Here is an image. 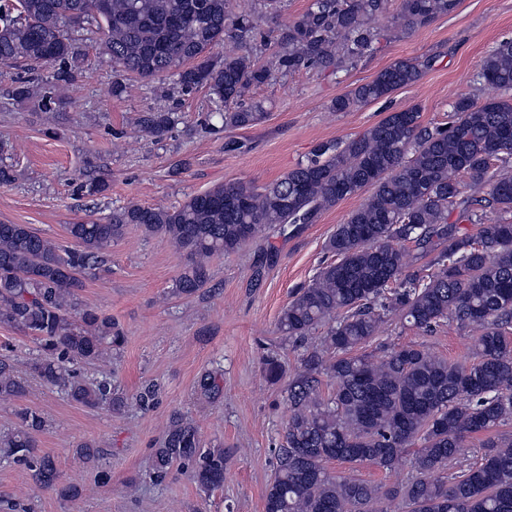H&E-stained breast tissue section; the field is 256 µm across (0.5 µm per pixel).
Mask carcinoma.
<instances>
[{"label": "carcinoma", "instance_id": "carcinoma-1", "mask_svg": "<svg viewBox=\"0 0 512 512\" xmlns=\"http://www.w3.org/2000/svg\"><path fill=\"white\" fill-rule=\"evenodd\" d=\"M16 0L0 4V66L57 64V77L72 78L67 63L78 51L66 25L94 23L100 53L113 71L142 79L174 78L184 92L208 90L224 111L226 128L243 129L266 119L248 98L259 86L302 69L339 71L374 51L376 20L388 0H311L308 8L265 36L270 54L253 56L254 24L232 14L228 0ZM459 0H401L396 36L407 35L452 13ZM230 38L234 50H213ZM432 59L398 60L373 80L331 103L352 112L415 84ZM478 77L503 96L477 104L460 98L444 126L421 122L419 107L391 112L362 135L318 144L306 162L277 181L255 187L226 182L188 196L172 207L130 202L91 222L67 226L76 248L63 250L27 224H0V324L26 331L37 342L35 372L44 384L87 407L124 406L102 378L87 382L77 367L103 358L125 343L112 320L81 307L79 275L130 225L161 235L185 264L175 291L191 296L210 281L209 260L290 224H309L319 213L368 191L325 242L330 259L282 309L279 329L302 341L323 330L321 348L302 354L285 389L289 415L284 443L264 496V512H386L399 498L407 512H512V40L482 60ZM13 95H40L34 79ZM174 118L151 112L145 131L163 135ZM489 185L485 197L463 194L464 184ZM491 208L489 222L478 210ZM456 220H450L452 214ZM469 222L470 232L462 227ZM415 258H430L414 270ZM431 331L443 321L479 331L473 362L451 363L413 344L373 361L358 348L368 344L394 313ZM278 382L284 366L276 354L263 363ZM332 382L323 397L322 377ZM25 391L12 366L0 360V399ZM19 426L0 434V456L32 471L34 482L73 499L59 488L53 461L39 454L36 435L44 418L17 413ZM483 434L481 462L459 474L448 465L465 442ZM195 423L175 415L157 466L190 463L205 489L224 483V452L201 454ZM409 458L411 478L396 487L335 476L331 461L369 463L391 470Z\"/></svg>", "mask_w": 512, "mask_h": 512}]
</instances>
